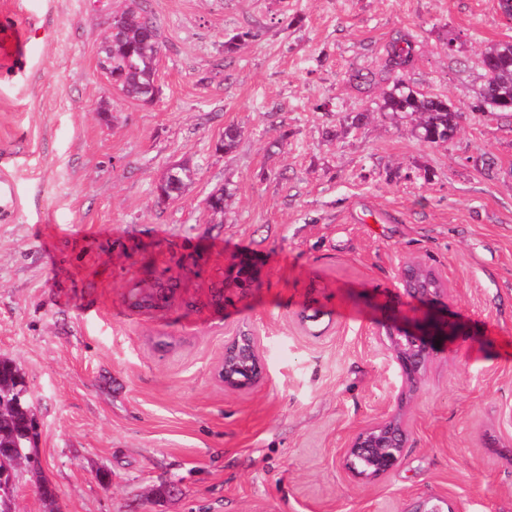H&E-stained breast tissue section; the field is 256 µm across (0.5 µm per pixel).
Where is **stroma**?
Wrapping results in <instances>:
<instances>
[{
    "instance_id": "35a3bbf8",
    "label": "stroma",
    "mask_w": 512,
    "mask_h": 512,
    "mask_svg": "<svg viewBox=\"0 0 512 512\" xmlns=\"http://www.w3.org/2000/svg\"><path fill=\"white\" fill-rule=\"evenodd\" d=\"M121 6L0 0V30L29 35L0 50V175L21 196L0 213V357L41 466L19 469L15 512H47L43 479L59 512H512V112L470 111L484 51L512 42L499 0H147L148 103L96 67ZM399 36L406 84L463 114L448 143L382 109ZM175 164L195 178L161 198ZM408 261L447 274L462 332L398 401L386 328L422 313ZM241 330L268 376L232 391L213 368ZM387 410L413 424L404 459L356 481L344 448ZM415 61V47L406 38L393 41L387 49L385 68L388 71L403 74Z\"/></svg>"
}]
</instances>
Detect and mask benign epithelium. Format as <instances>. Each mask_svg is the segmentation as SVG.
<instances>
[{"instance_id":"1","label":"benign epithelium","mask_w":512,"mask_h":512,"mask_svg":"<svg viewBox=\"0 0 512 512\" xmlns=\"http://www.w3.org/2000/svg\"><path fill=\"white\" fill-rule=\"evenodd\" d=\"M404 294L426 305L425 316L408 325L395 326L387 331L388 351L398 377L405 385L417 386L425 368L435 353V342L454 333L455 324L439 314L445 306L450 283L447 276L419 262L404 263L401 270ZM224 387L241 390L254 387L267 377L263 356V339L251 331H241L224 343V356L215 369ZM412 429L411 422L389 411L375 421L360 427L344 448V464L356 480L369 482L382 478L402 462ZM362 458L368 469L360 471L354 459ZM19 465L0 470V512H13L11 489ZM448 501L429 496L419 501L410 512H455Z\"/></svg>"}]
</instances>
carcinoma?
I'll use <instances>...</instances> for the list:
<instances>
[{
  "mask_svg": "<svg viewBox=\"0 0 512 512\" xmlns=\"http://www.w3.org/2000/svg\"><path fill=\"white\" fill-rule=\"evenodd\" d=\"M162 45L160 27L147 10L145 0H128V5L115 20V32L106 38L99 54L112 70L118 72L122 87L138 99L145 98L147 87L154 82L156 56ZM415 61V47L405 38L389 46L385 60L387 70L402 74ZM486 84L483 99L471 107L473 112H512L508 101L499 99L512 88V43H499L483 54ZM383 110L394 115L410 116L416 121L418 136L427 145L446 143L455 135L462 113L448 101L418 93L397 78L385 93ZM195 172L184 164H176L166 178L167 197L178 195L194 179ZM0 395L5 399L0 412V445L23 451L22 463L40 469L31 454L38 437L27 399L25 376L10 359L0 358Z\"/></svg>",
  "mask_w": 512,
  "mask_h": 512,
  "instance_id": "carcinoma-1",
  "label": "carcinoma"
}]
</instances>
